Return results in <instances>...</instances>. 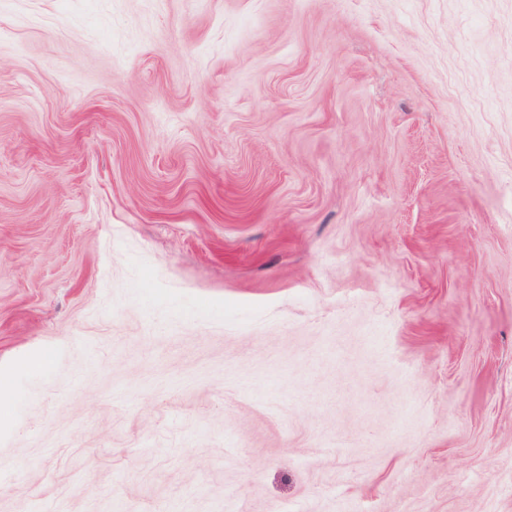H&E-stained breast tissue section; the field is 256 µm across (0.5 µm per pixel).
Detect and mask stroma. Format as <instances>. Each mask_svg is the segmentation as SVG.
I'll return each instance as SVG.
<instances>
[{
	"label": "stroma",
	"instance_id": "stroma-1",
	"mask_svg": "<svg viewBox=\"0 0 512 512\" xmlns=\"http://www.w3.org/2000/svg\"><path fill=\"white\" fill-rule=\"evenodd\" d=\"M0 512H512V0H0Z\"/></svg>",
	"mask_w": 512,
	"mask_h": 512
}]
</instances>
